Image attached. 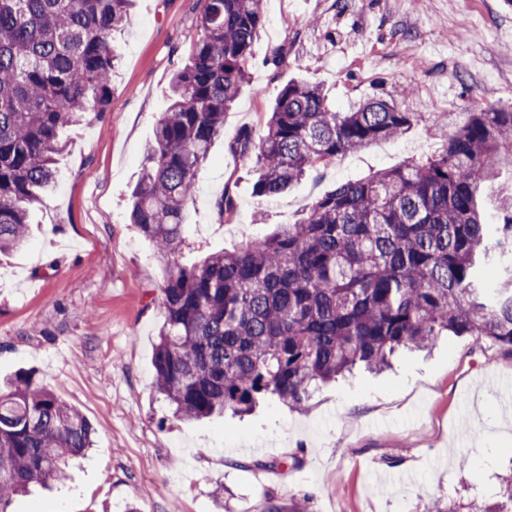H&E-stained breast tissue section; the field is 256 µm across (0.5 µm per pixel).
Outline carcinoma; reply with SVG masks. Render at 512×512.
<instances>
[{
	"mask_svg": "<svg viewBox=\"0 0 512 512\" xmlns=\"http://www.w3.org/2000/svg\"><path fill=\"white\" fill-rule=\"evenodd\" d=\"M198 38L170 81V105L146 149L129 222L164 272L155 387L186 421L246 414L268 398L303 410L323 384L363 366L379 372L402 349L444 334L512 349V192L492 212L487 183L512 175V108L467 113L426 161L337 185L293 224L231 251L180 263L185 214L224 117L249 81L265 24L262 0H199ZM132 0H0V253L28 242L58 186L63 132L106 110L119 59L111 35ZM420 113L369 97L333 108L317 83L290 80L259 139L231 151L254 163L255 191L274 196L312 170L399 137ZM231 217L224 190L214 202ZM496 271L494 282L482 272ZM95 429L19 371L0 388V512L32 485L67 480ZM297 456L256 462L295 469ZM429 512H512V473L497 500H452Z\"/></svg>",
	"mask_w": 512,
	"mask_h": 512,
	"instance_id": "cac0c4a2",
	"label": "carcinoma"
}]
</instances>
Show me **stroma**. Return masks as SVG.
Returning a JSON list of instances; mask_svg holds the SVG:
<instances>
[{
    "mask_svg": "<svg viewBox=\"0 0 512 512\" xmlns=\"http://www.w3.org/2000/svg\"><path fill=\"white\" fill-rule=\"evenodd\" d=\"M199 12V0H135L115 37L106 111L66 133L56 192L34 212L29 242L0 257V377L34 370L95 429L66 484L17 497L11 512H125L130 502L140 512H260L270 498L304 501L309 512H427L461 489L493 497L512 468L505 347L447 335L431 351L399 353L382 374L360 369L321 388L302 413L270 400L242 418L183 421L157 392L163 271L128 211ZM265 12L251 79L186 215L184 263L293 223L338 183L425 161L439 144L431 115L455 125L468 111L512 106V0H265ZM277 48L287 53L278 68L267 63ZM292 79L319 84L339 110L380 96L423 119L260 197L251 163L230 146L242 130L265 131L272 99ZM226 191L229 222L213 208ZM292 453L299 469L265 468Z\"/></svg>",
    "mask_w": 512,
    "mask_h": 512,
    "instance_id": "35a3bbf8",
    "label": "stroma"
}]
</instances>
